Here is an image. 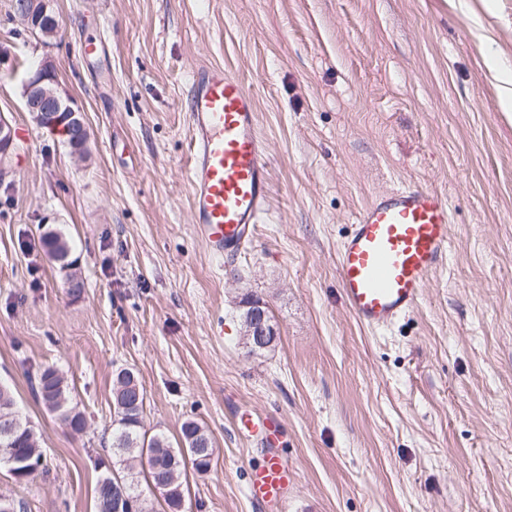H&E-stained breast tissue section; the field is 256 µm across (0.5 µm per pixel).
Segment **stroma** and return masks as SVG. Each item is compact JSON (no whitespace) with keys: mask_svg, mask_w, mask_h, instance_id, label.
Masks as SVG:
<instances>
[{"mask_svg":"<svg viewBox=\"0 0 512 512\" xmlns=\"http://www.w3.org/2000/svg\"><path fill=\"white\" fill-rule=\"evenodd\" d=\"M0 0V114L29 137L0 180V384L42 464L0 470L25 512H94L112 467V381L131 369L146 427L205 426L215 453L183 473L184 512H254L237 432L276 416L296 485L279 512H512V111L485 57L512 68V0H50L52 39ZM104 39L87 58L84 42ZM84 115V158L24 109L41 63ZM223 64L254 94L271 162L255 244L217 260L195 235L184 111L193 69ZM446 195L450 251L419 306L383 332L344 308L336 251L376 192ZM64 234L80 297L45 253ZM276 334L253 353L243 301ZM61 370L87 428L32 396Z\"/></svg>","mask_w":512,"mask_h":512,"instance_id":"stroma-1","label":"stroma"}]
</instances>
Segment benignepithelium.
<instances>
[{
	"instance_id": "7a95c632",
	"label": "benign epithelium",
	"mask_w": 512,
	"mask_h": 512,
	"mask_svg": "<svg viewBox=\"0 0 512 512\" xmlns=\"http://www.w3.org/2000/svg\"><path fill=\"white\" fill-rule=\"evenodd\" d=\"M47 14L46 0H16L13 3V15L23 27L39 29L46 38H54L57 32L48 31L49 25L43 23ZM24 107L33 118L41 119L52 113L65 112L67 117L52 122L53 129L77 144L74 154L85 155L89 139L88 130L82 113L69 104L62 103L57 89V77L54 68L43 63L24 81L22 87ZM15 131L11 124L0 115V178L9 173L14 145ZM247 335L251 347L264 349L275 341V332L270 325L263 304L252 306L248 316Z\"/></svg>"
}]
</instances>
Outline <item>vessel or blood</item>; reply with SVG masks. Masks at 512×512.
<instances>
[{"mask_svg": "<svg viewBox=\"0 0 512 512\" xmlns=\"http://www.w3.org/2000/svg\"><path fill=\"white\" fill-rule=\"evenodd\" d=\"M184 106L194 231L212 256L232 258L253 241L271 194L255 98L231 70L209 64L193 72ZM450 224L448 201L428 187L406 185L370 198L336 254L340 293L360 326L385 330L417 308L446 258ZM236 427L266 448L250 468L246 495L261 512H277L296 482L276 450L281 426L243 410Z\"/></svg>", "mask_w": 512, "mask_h": 512, "instance_id": "vessel-or-blood-1", "label": "vessel or blood"}]
</instances>
